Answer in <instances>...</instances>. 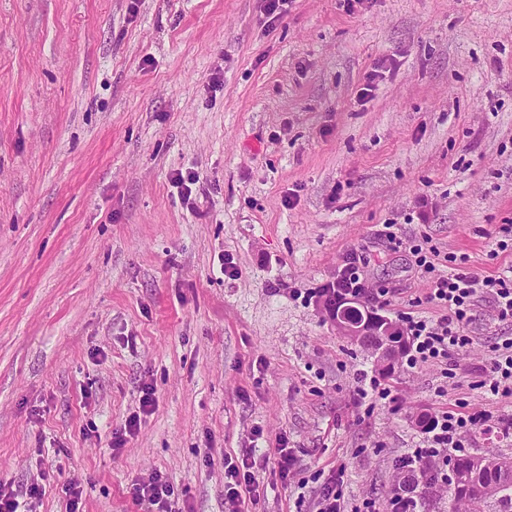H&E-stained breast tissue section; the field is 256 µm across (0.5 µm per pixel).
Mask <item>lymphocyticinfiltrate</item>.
I'll return each mask as SVG.
<instances>
[{
	"label": "lymphocytic infiltrate",
	"mask_w": 512,
	"mask_h": 512,
	"mask_svg": "<svg viewBox=\"0 0 512 512\" xmlns=\"http://www.w3.org/2000/svg\"><path fill=\"white\" fill-rule=\"evenodd\" d=\"M410 251L415 263L429 284L425 300L434 305L438 316H424L418 312L402 313L401 319L411 337L412 346L407 360L409 368L425 363L447 362L450 354L471 342L466 329L480 318L479 301L490 297L495 317L501 322H512V276L481 275L472 271L464 255H450L447 268L434 262L436 250L426 241L412 244ZM365 261L357 253H349L336 271L333 281L318 288L321 297L357 296L367 290ZM478 425L475 417L452 410L434 416L431 433L425 448L408 453V460L426 456L445 461L449 449L459 447L463 433ZM272 465L280 481H287L297 468L298 461L287 441H279L275 448L262 452H248L242 458L224 460V502L228 512H243L245 507L258 504L261 498L257 463Z\"/></svg>",
	"instance_id": "obj_1"
}]
</instances>
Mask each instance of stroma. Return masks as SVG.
<instances>
[{"instance_id":"1","label":"stroma","mask_w":512,"mask_h":512,"mask_svg":"<svg viewBox=\"0 0 512 512\" xmlns=\"http://www.w3.org/2000/svg\"><path fill=\"white\" fill-rule=\"evenodd\" d=\"M388 223L512 268L489 255L512 224V0H290L273 23L264 0H0V482L39 485L32 512H67L73 482L80 512H151L129 489L160 472L173 512H224V459L259 428L298 469L253 512H313L335 472L385 512L446 409L500 431L464 454L512 458V398L480 386L512 336L491 299L447 363L386 375L314 297L354 251L369 310L430 312Z\"/></svg>"}]
</instances>
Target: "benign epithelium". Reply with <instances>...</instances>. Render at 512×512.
<instances>
[{
	"instance_id": "obj_1",
	"label": "benign epithelium",
	"mask_w": 512,
	"mask_h": 512,
	"mask_svg": "<svg viewBox=\"0 0 512 512\" xmlns=\"http://www.w3.org/2000/svg\"><path fill=\"white\" fill-rule=\"evenodd\" d=\"M330 319L336 325V330L352 341L370 337V350L379 365L385 369L394 366L400 354V347L395 340L402 336L400 327L394 321L384 316L375 318L368 310L365 311L364 321L359 324L340 313L330 315ZM448 477L455 482L468 483L472 478V470L466 461L450 459Z\"/></svg>"
}]
</instances>
